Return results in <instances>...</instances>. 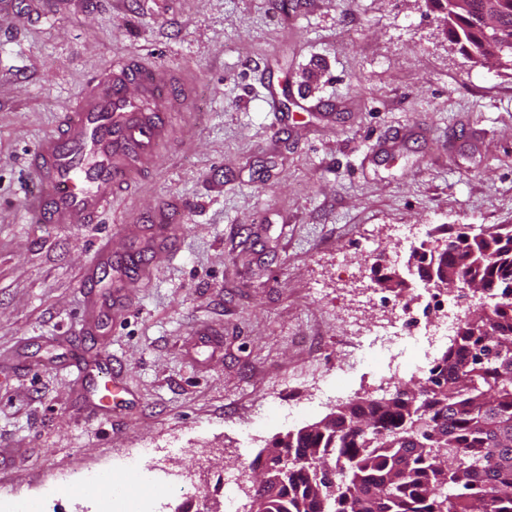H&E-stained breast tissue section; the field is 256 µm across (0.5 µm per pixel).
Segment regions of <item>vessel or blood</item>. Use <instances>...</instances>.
I'll return each mask as SVG.
<instances>
[{
	"instance_id": "1",
	"label": "vessel or blood",
	"mask_w": 512,
	"mask_h": 512,
	"mask_svg": "<svg viewBox=\"0 0 512 512\" xmlns=\"http://www.w3.org/2000/svg\"><path fill=\"white\" fill-rule=\"evenodd\" d=\"M198 85L183 72L158 81L151 68L131 53H115L93 75L83 94L67 108L60 126L46 133L29 154L38 187L25 204L38 224H95L108 202L152 164L160 145L170 141L172 122L191 106ZM137 257L113 266L112 251L101 244L89 276L103 272L126 278ZM118 301L86 300L88 327L105 325ZM100 408L117 405L120 390L112 365L98 360L86 375Z\"/></svg>"
}]
</instances>
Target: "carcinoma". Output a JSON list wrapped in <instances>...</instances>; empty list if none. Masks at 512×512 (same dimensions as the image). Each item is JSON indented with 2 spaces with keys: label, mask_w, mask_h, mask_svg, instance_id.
<instances>
[{
  "label": "carcinoma",
  "mask_w": 512,
  "mask_h": 512,
  "mask_svg": "<svg viewBox=\"0 0 512 512\" xmlns=\"http://www.w3.org/2000/svg\"><path fill=\"white\" fill-rule=\"evenodd\" d=\"M448 34L482 47L484 16L512 67V0H445ZM423 278L474 283L500 296L469 314L427 377L356 397L272 443L288 458L257 512H512V227L463 231L444 248L413 252Z\"/></svg>",
  "instance_id": "carcinoma-1"
}]
</instances>
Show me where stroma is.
<instances>
[{
  "label": "stroma",
  "mask_w": 512,
  "mask_h": 512,
  "mask_svg": "<svg viewBox=\"0 0 512 512\" xmlns=\"http://www.w3.org/2000/svg\"><path fill=\"white\" fill-rule=\"evenodd\" d=\"M432 0H60L0 16V512H100L52 486L138 458L141 512L224 508V470L319 421L314 377L388 318L437 302L411 246L512 225V70L469 58ZM199 80L174 146L96 224H37L26 157L114 52ZM172 203L174 234L151 221ZM147 279L103 335L83 325L98 246ZM407 275L405 290L380 276ZM120 365L124 404L91 415L77 359ZM201 471V495L174 489Z\"/></svg>",
  "instance_id": "stroma-1"
}]
</instances>
